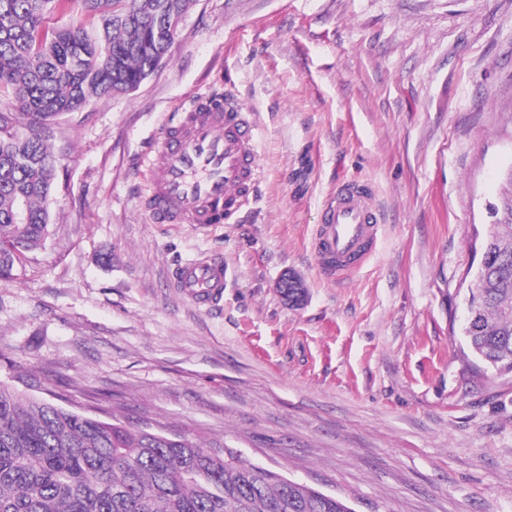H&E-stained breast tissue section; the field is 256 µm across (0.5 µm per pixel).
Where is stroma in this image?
<instances>
[{"instance_id": "1", "label": "stroma", "mask_w": 512, "mask_h": 512, "mask_svg": "<svg viewBox=\"0 0 512 512\" xmlns=\"http://www.w3.org/2000/svg\"><path fill=\"white\" fill-rule=\"evenodd\" d=\"M226 93L259 128L256 200L231 224L155 223L163 130ZM50 142L49 235L0 278V383L233 449L355 512H512V376L478 374L461 336L512 186V0H194L154 73ZM352 181L380 241L329 282L311 235ZM201 255L224 258L207 308L173 285Z\"/></svg>"}]
</instances>
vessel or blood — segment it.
<instances>
[{
    "label": "vessel or blood",
    "instance_id": "obj_1",
    "mask_svg": "<svg viewBox=\"0 0 512 512\" xmlns=\"http://www.w3.org/2000/svg\"><path fill=\"white\" fill-rule=\"evenodd\" d=\"M256 126L229 96L206 94L163 133L161 156L152 162L144 206L160 224L231 223L256 198ZM380 217L368 186L337 194L317 225L313 249L329 278L360 270L378 237ZM178 287L205 298L224 286V260L206 255L186 261Z\"/></svg>",
    "mask_w": 512,
    "mask_h": 512
}]
</instances>
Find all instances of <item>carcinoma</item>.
Wrapping results in <instances>:
<instances>
[{"label":"carcinoma","mask_w":512,"mask_h":512,"mask_svg":"<svg viewBox=\"0 0 512 512\" xmlns=\"http://www.w3.org/2000/svg\"><path fill=\"white\" fill-rule=\"evenodd\" d=\"M193 0H0V278L40 247L53 202L50 126L139 86ZM26 219L15 218L17 202ZM465 297L478 371L512 373V194ZM288 301L302 282L285 275ZM0 512H354L350 502L181 437L167 441L0 384Z\"/></svg>","instance_id":"cac0c4a2"}]
</instances>
